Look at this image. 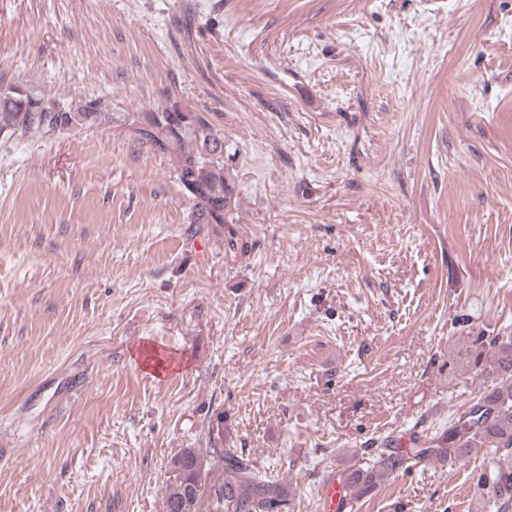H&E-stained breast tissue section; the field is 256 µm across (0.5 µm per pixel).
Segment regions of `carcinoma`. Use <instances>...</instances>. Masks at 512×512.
I'll return each instance as SVG.
<instances>
[{
	"mask_svg": "<svg viewBox=\"0 0 512 512\" xmlns=\"http://www.w3.org/2000/svg\"><path fill=\"white\" fill-rule=\"evenodd\" d=\"M116 123L137 141L174 161L177 178L193 202L190 224H204L215 235L234 223L236 184L224 166V134L202 113L176 100L152 112H104L82 98L56 102L30 88L0 87V137L50 136L56 130ZM490 356L480 374L491 388L452 418L448 429L425 441L383 437L367 458L348 465L337 478L350 489L352 502L371 494L400 469L418 464H455L473 448L492 449L481 483L496 490L498 512H512V471L501 462L512 456V333L488 341ZM228 428L224 413H213L207 424V448H182L170 457L163 512H201L203 501L216 512H289L287 484L262 476L236 448L224 447Z\"/></svg>",
	"mask_w": 512,
	"mask_h": 512,
	"instance_id": "cac0c4a2",
	"label": "carcinoma"
}]
</instances>
